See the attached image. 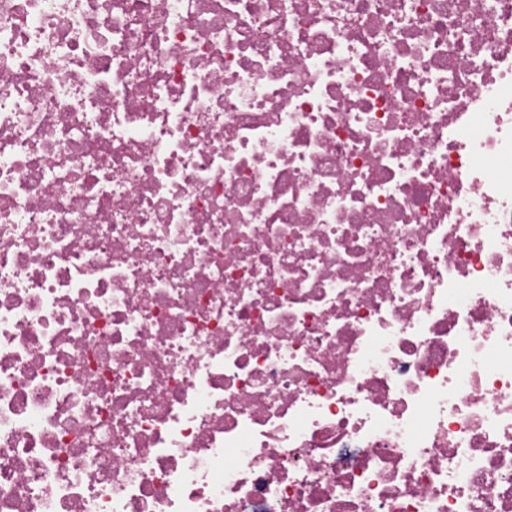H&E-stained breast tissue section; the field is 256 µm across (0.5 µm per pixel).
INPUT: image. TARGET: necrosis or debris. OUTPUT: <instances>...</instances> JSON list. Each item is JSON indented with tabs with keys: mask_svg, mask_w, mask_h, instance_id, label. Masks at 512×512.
Wrapping results in <instances>:
<instances>
[{
	"mask_svg": "<svg viewBox=\"0 0 512 512\" xmlns=\"http://www.w3.org/2000/svg\"><path fill=\"white\" fill-rule=\"evenodd\" d=\"M0 512H512V0H0Z\"/></svg>",
	"mask_w": 512,
	"mask_h": 512,
	"instance_id": "necrosis-or-debris-1",
	"label": "necrosis or debris"
}]
</instances>
